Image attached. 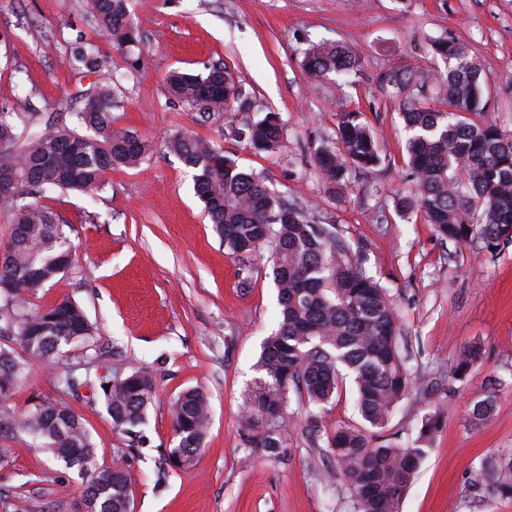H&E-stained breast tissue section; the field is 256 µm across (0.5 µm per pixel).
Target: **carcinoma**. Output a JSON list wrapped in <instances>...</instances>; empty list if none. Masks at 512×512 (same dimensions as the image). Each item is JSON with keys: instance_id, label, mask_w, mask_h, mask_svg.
I'll return each mask as SVG.
<instances>
[{"instance_id": "carcinoma-1", "label": "carcinoma", "mask_w": 512, "mask_h": 512, "mask_svg": "<svg viewBox=\"0 0 512 512\" xmlns=\"http://www.w3.org/2000/svg\"><path fill=\"white\" fill-rule=\"evenodd\" d=\"M98 26L116 49L137 42L138 28L128 0H90ZM434 54L447 65L435 78V90L448 106L430 110L415 102L410 89L419 83L414 69L386 78L392 94L402 99V117L409 131L407 167L416 195L398 202L417 209L441 236L465 241L478 235L488 249L512 243V136L484 119L486 101L480 68L469 50L452 40L432 42ZM74 66L103 71L98 46L79 36L70 47ZM308 73L323 78L349 74L357 55L339 47L311 46L303 52ZM168 94L191 109L209 112L243 110L250 101L231 69L212 68L205 76L174 70L166 77ZM118 107L112 78L102 79L83 108L70 113L81 134L53 123L37 124L34 114L0 111V168L14 176L10 198L0 197L13 217L8 249L0 252V335L15 339L21 351L0 347V435L26 433L70 467L90 474L82 495L93 512H127L130 485L123 469L100 468L82 419L60 400H44L17 416L7 400L25 375L28 359L54 362L61 348L86 343L93 326L82 309L64 299L37 312L26 307V296L59 275L57 265L72 260V245L48 208L32 201L46 187L98 196L107 186L105 174L129 167L148 156L149 146L130 130L112 126ZM337 145H321L314 161L325 181L348 188L349 170H367L381 156L368 126L356 112L337 114ZM254 148L270 153L283 146L279 116L268 113L239 131ZM192 171L194 188L203 200L224 247L233 255L267 252L278 290L280 326L263 342L256 364L258 377L246 392L240 421L245 449H261L274 461L288 453L281 427L290 394L303 391L319 410L352 378L356 406L364 424L317 435L336 463L355 502L356 512H399L413 477L428 453L427 445L440 427L434 413L419 427V444H380L369 429H382L400 399L412 390V377L397 347L399 329L392 301L364 268L362 249L349 245L330 224L316 223L304 208L288 203L264 178L247 173L221 148L188 133L174 134L167 144ZM481 348L464 351L456 372L464 374L481 359ZM92 383L104 399L112 425L133 447L137 428L145 423L154 394L146 369L105 380L69 373L64 391ZM109 388H104V385ZM175 447L165 463L189 469L203 447L209 425L205 394L188 389L171 405ZM494 486L512 495V458L490 468Z\"/></svg>"}]
</instances>
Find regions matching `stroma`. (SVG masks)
Wrapping results in <instances>:
<instances>
[{"instance_id":"1","label":"stroma","mask_w":512,"mask_h":512,"mask_svg":"<svg viewBox=\"0 0 512 512\" xmlns=\"http://www.w3.org/2000/svg\"><path fill=\"white\" fill-rule=\"evenodd\" d=\"M129 9L138 42L119 50L97 28L88 0H0V109L59 122L82 108L101 76L71 64L69 46L81 34L106 57L121 102L115 126L150 146L139 167L108 172L97 199L38 195L63 224L75 259L27 306L71 300L95 334L64 347L54 364L31 362L11 406L23 413L35 400L64 399L83 418L97 465L126 471L132 512H354L349 486L309 433L304 393L291 394L287 458L245 457L238 421L262 343L278 327V291L262 255L225 249L190 171L165 148L182 131L263 175L317 223L336 225L350 246L363 247L368 274L387 288L414 387L384 439L410 443L429 412L442 421L400 512H512V495L494 492L485 470L512 454V243L489 251L476 238L454 242L420 214L399 212L415 183L405 166L400 101L382 87L399 69L428 78L445 71L429 43L454 40L480 67L486 120L512 135V0H129ZM311 44L354 50L357 70L312 78L301 63ZM216 65L244 86L248 110L201 112L166 96L170 70L203 74ZM342 110L361 113L381 163L351 171L340 194L324 182L314 152L335 141ZM269 112L284 127L275 153L237 135ZM475 343L481 360L455 379ZM82 360L94 375L151 372L142 444L129 447L103 402L62 394L60 378ZM187 388L206 393L211 421L195 467L182 472L166 465L165 454L176 443L170 404ZM487 395L491 415L473 419L475 401ZM0 445L15 451L0 465V512H72L87 474L28 435L0 437Z\"/></svg>"}]
</instances>
